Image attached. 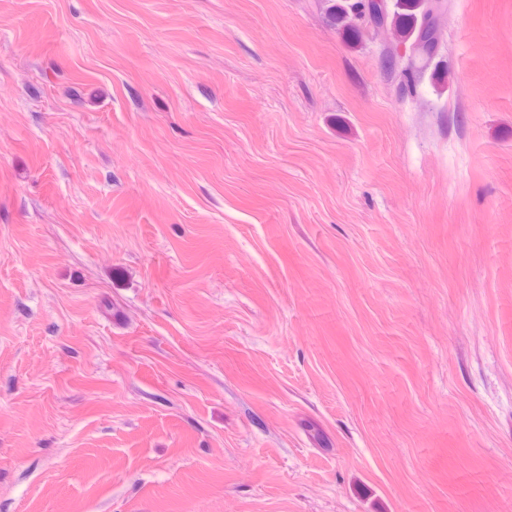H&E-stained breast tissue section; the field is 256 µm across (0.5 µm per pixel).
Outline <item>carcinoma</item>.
Here are the masks:
<instances>
[{
  "instance_id": "carcinoma-1",
  "label": "carcinoma",
  "mask_w": 512,
  "mask_h": 512,
  "mask_svg": "<svg viewBox=\"0 0 512 512\" xmlns=\"http://www.w3.org/2000/svg\"><path fill=\"white\" fill-rule=\"evenodd\" d=\"M446 7V0H336L328 6V15L353 43L369 26L391 28L400 42L410 43L408 70L421 73L437 55L441 44L437 14Z\"/></svg>"
}]
</instances>
